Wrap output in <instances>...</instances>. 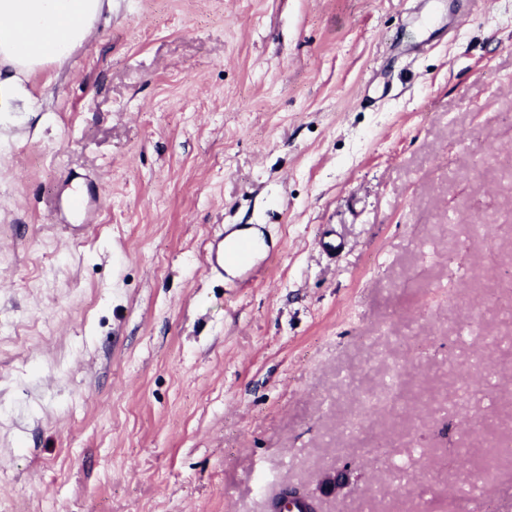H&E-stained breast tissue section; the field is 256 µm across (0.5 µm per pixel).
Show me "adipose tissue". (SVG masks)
I'll return each mask as SVG.
<instances>
[{"mask_svg":"<svg viewBox=\"0 0 512 512\" xmlns=\"http://www.w3.org/2000/svg\"><path fill=\"white\" fill-rule=\"evenodd\" d=\"M104 0H0V95H25V75L64 64L88 38Z\"/></svg>","mask_w":512,"mask_h":512,"instance_id":"1","label":"adipose tissue"}]
</instances>
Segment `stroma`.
<instances>
[{
  "mask_svg": "<svg viewBox=\"0 0 512 512\" xmlns=\"http://www.w3.org/2000/svg\"><path fill=\"white\" fill-rule=\"evenodd\" d=\"M440 11L112 0L28 77L0 512H512V0ZM233 225L254 269L208 271Z\"/></svg>",
  "mask_w": 512,
  "mask_h": 512,
  "instance_id": "obj_1",
  "label": "stroma"
}]
</instances>
